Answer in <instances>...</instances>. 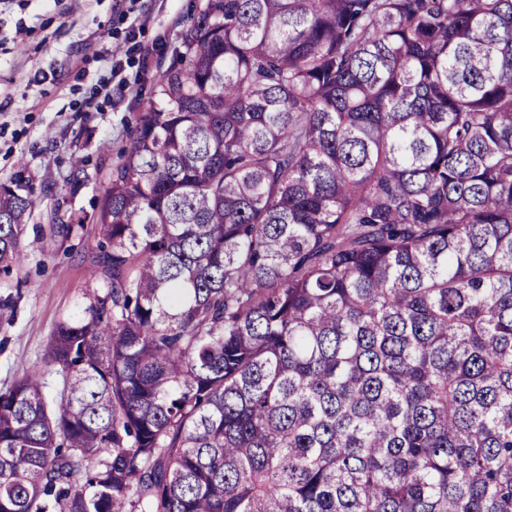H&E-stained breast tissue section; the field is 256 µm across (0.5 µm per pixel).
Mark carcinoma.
<instances>
[{"label": "carcinoma", "mask_w": 512, "mask_h": 512, "mask_svg": "<svg viewBox=\"0 0 512 512\" xmlns=\"http://www.w3.org/2000/svg\"><path fill=\"white\" fill-rule=\"evenodd\" d=\"M95 221L0 512H512V0H203Z\"/></svg>", "instance_id": "carcinoma-1"}]
</instances>
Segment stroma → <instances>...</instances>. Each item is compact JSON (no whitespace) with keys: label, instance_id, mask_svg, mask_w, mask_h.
<instances>
[{"label":"stroma","instance_id":"1","mask_svg":"<svg viewBox=\"0 0 512 512\" xmlns=\"http://www.w3.org/2000/svg\"><path fill=\"white\" fill-rule=\"evenodd\" d=\"M202 0H0V181L25 171L40 204L28 222L24 266L0 272V390L33 366L47 388L60 375L46 362L56 324L83 315L93 287L88 256L108 174L128 143L137 102L154 89L140 50L159 62L180 41ZM127 48L120 66L111 53ZM86 177L72 183L74 157ZM83 218L80 243L64 250L46 229Z\"/></svg>","mask_w":512,"mask_h":512}]
</instances>
